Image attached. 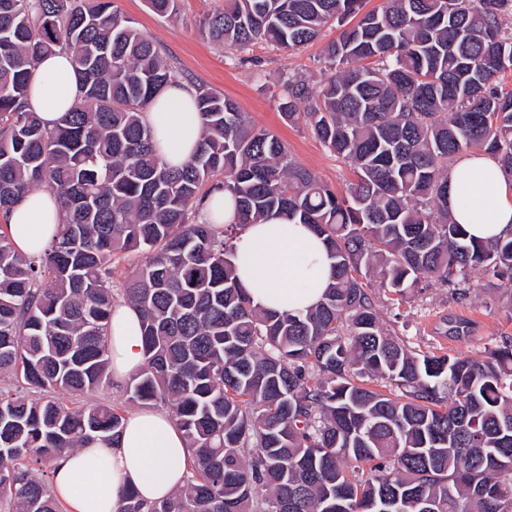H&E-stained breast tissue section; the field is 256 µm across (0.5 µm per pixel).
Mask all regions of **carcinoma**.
Returning a JSON list of instances; mask_svg holds the SVG:
<instances>
[{"label": "carcinoma", "mask_w": 512, "mask_h": 512, "mask_svg": "<svg viewBox=\"0 0 512 512\" xmlns=\"http://www.w3.org/2000/svg\"><path fill=\"white\" fill-rule=\"evenodd\" d=\"M224 0L204 33L286 52L359 16L321 78L284 79L279 111L357 179L338 194L232 99L196 88L199 147L155 153L142 114L182 75L114 0H0V215L37 188L65 214L45 254L0 234V512H59L48 470L115 442L125 416L77 398L110 381L114 257L146 253L123 295L145 363L130 401L158 404L193 457L184 484L120 512H512V336L482 359L415 351L381 328L372 289L409 300L480 269L512 284V237L475 242L448 216V161L483 152L512 175V0ZM71 55L80 99L46 127L29 99L39 59ZM224 189L241 222L195 221ZM280 215L327 248L318 305L280 313L237 281L234 240ZM383 380L396 395L370 385ZM66 391L76 401L55 397Z\"/></svg>", "instance_id": "cac0c4a2"}]
</instances>
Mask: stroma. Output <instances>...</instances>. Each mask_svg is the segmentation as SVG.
<instances>
[{
	"instance_id": "35a3bbf8",
	"label": "stroma",
	"mask_w": 512,
	"mask_h": 512,
	"mask_svg": "<svg viewBox=\"0 0 512 512\" xmlns=\"http://www.w3.org/2000/svg\"><path fill=\"white\" fill-rule=\"evenodd\" d=\"M117 4L159 46L186 84H199L233 99L256 125L285 142L299 165L336 191H344L353 180L346 162L325 148L305 124L286 123L278 110L284 76H318L323 49L338 39L341 24H328L316 41L299 50L285 53L258 43L241 59L214 45L202 31L203 20L223 9L224 0H177V10L169 17L152 13L146 0H117ZM467 279V295L461 299L448 286L434 282L402 304L392 294L380 293L381 325L416 349L483 358L502 337L512 336V289L499 287L479 270L471 271ZM449 316L468 322L464 336L437 333L439 322Z\"/></svg>"
}]
</instances>
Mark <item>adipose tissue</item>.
I'll use <instances>...</instances> for the list:
<instances>
[{
  "label": "adipose tissue",
  "mask_w": 512,
  "mask_h": 512,
  "mask_svg": "<svg viewBox=\"0 0 512 512\" xmlns=\"http://www.w3.org/2000/svg\"><path fill=\"white\" fill-rule=\"evenodd\" d=\"M30 97L46 127L79 100V86L68 54L44 55L33 75ZM160 156L170 165L185 164L202 135V120L192 91L168 85L148 106ZM448 213L467 233L490 241L512 234V176L487 154L458 156L448 169ZM62 223L56 196L39 190L14 205L5 221L14 249L42 255ZM233 262L246 291L261 305L280 312L315 307L330 281V261L307 225L271 217L247 225L235 240ZM112 376L123 380L144 364L141 318L129 304H115L108 329ZM190 450L169 414L142 409L127 415L118 441L92 444L57 459L50 493L67 512H118L125 491L153 502L183 485Z\"/></svg>",
  "instance_id": "1"
}]
</instances>
